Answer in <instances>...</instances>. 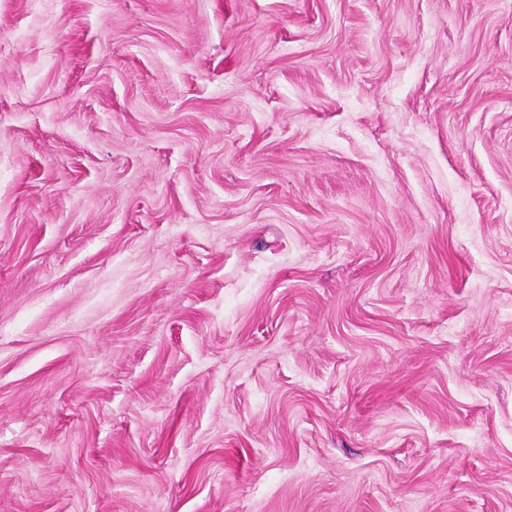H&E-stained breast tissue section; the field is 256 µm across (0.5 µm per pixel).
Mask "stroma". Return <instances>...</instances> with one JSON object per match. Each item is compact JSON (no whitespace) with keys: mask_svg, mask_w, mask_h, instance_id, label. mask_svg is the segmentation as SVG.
<instances>
[{"mask_svg":"<svg viewBox=\"0 0 512 512\" xmlns=\"http://www.w3.org/2000/svg\"><path fill=\"white\" fill-rule=\"evenodd\" d=\"M0 512H512V0H0Z\"/></svg>","mask_w":512,"mask_h":512,"instance_id":"1","label":"stroma"}]
</instances>
